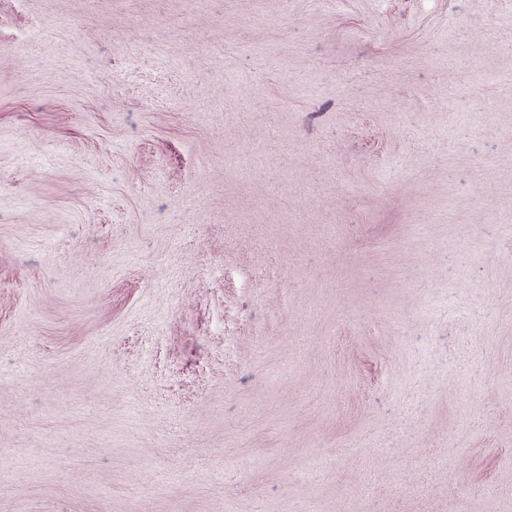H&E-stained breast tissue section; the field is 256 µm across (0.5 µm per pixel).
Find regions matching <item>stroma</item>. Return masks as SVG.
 Returning a JSON list of instances; mask_svg holds the SVG:
<instances>
[{
    "mask_svg": "<svg viewBox=\"0 0 512 512\" xmlns=\"http://www.w3.org/2000/svg\"><path fill=\"white\" fill-rule=\"evenodd\" d=\"M0 512H512V0H0Z\"/></svg>",
    "mask_w": 512,
    "mask_h": 512,
    "instance_id": "1",
    "label": "stroma"
}]
</instances>
